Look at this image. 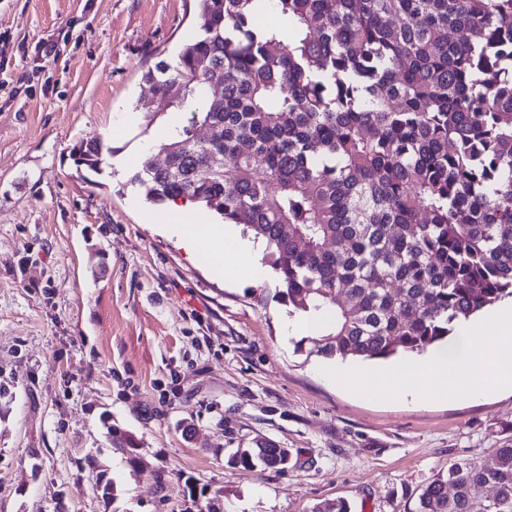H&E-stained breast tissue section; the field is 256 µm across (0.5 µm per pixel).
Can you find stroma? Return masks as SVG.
<instances>
[{"label":"stroma","instance_id":"stroma-1","mask_svg":"<svg viewBox=\"0 0 512 512\" xmlns=\"http://www.w3.org/2000/svg\"><path fill=\"white\" fill-rule=\"evenodd\" d=\"M196 32L195 0H0V512H404L512 440V390L373 401L329 382L277 275L217 276L172 236L132 177L188 115L145 132L133 106ZM94 137L118 149L98 173L71 157ZM257 439L295 465L229 463Z\"/></svg>","mask_w":512,"mask_h":512}]
</instances>
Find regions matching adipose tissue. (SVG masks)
I'll list each match as a JSON object with an SVG mask.
<instances>
[{
  "label": "adipose tissue",
  "instance_id": "ef3b65f1",
  "mask_svg": "<svg viewBox=\"0 0 512 512\" xmlns=\"http://www.w3.org/2000/svg\"><path fill=\"white\" fill-rule=\"evenodd\" d=\"M170 230L190 253L210 250L215 265L234 279H262L264 268L251 260V244L239 239L232 225L202 221L174 224ZM504 387L512 388V309L478 320L430 355L390 368L367 395L413 400L478 397Z\"/></svg>",
  "mask_w": 512,
  "mask_h": 512
}]
</instances>
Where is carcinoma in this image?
I'll use <instances>...</instances> for the list:
<instances>
[{"instance_id": "obj_1", "label": "carcinoma", "mask_w": 512, "mask_h": 512, "mask_svg": "<svg viewBox=\"0 0 512 512\" xmlns=\"http://www.w3.org/2000/svg\"><path fill=\"white\" fill-rule=\"evenodd\" d=\"M196 2L199 34L142 76L190 114L162 160L139 158L147 200L184 198L265 244L326 358L421 355L512 297V0ZM134 110L147 128L163 116ZM118 152L74 148L94 172ZM284 453L264 441L229 462L280 471ZM413 512H512V443L435 474Z\"/></svg>"}]
</instances>
